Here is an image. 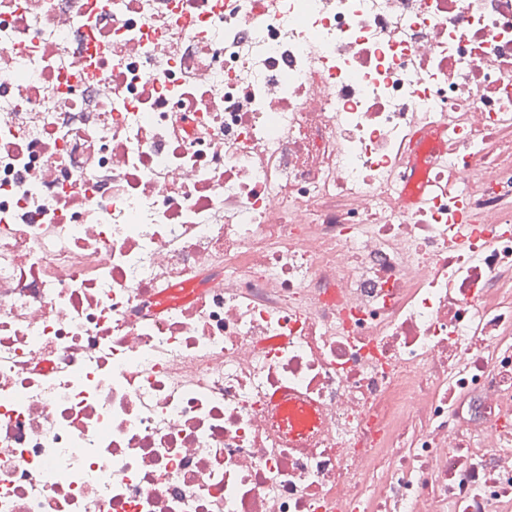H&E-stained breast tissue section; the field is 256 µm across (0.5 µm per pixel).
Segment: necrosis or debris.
<instances>
[{"label":"necrosis or debris","instance_id":"obj_1","mask_svg":"<svg viewBox=\"0 0 512 512\" xmlns=\"http://www.w3.org/2000/svg\"><path fill=\"white\" fill-rule=\"evenodd\" d=\"M0 512H512V0H0Z\"/></svg>","mask_w":512,"mask_h":512}]
</instances>
